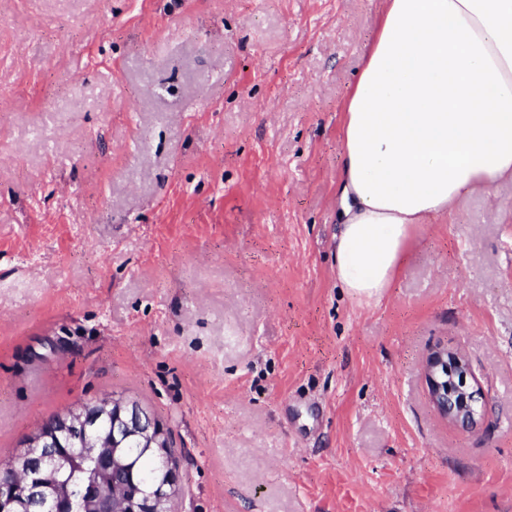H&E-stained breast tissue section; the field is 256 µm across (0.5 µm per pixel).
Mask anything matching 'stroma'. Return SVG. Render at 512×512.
I'll list each match as a JSON object with an SVG mask.
<instances>
[{
	"label": "stroma",
	"mask_w": 512,
	"mask_h": 512,
	"mask_svg": "<svg viewBox=\"0 0 512 512\" xmlns=\"http://www.w3.org/2000/svg\"><path fill=\"white\" fill-rule=\"evenodd\" d=\"M382 0H0V466L106 396L173 512H512V181L336 281L343 102ZM466 354L449 422L425 361ZM426 375L431 401L449 421L477 423L482 416L481 393L469 390L463 379L468 371V362L459 352L440 350L426 360Z\"/></svg>",
	"instance_id": "obj_1"
}]
</instances>
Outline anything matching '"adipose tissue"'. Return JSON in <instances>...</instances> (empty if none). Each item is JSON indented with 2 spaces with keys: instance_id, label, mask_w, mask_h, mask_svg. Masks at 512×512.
Wrapping results in <instances>:
<instances>
[{
  "instance_id": "adipose-tissue-1",
  "label": "adipose tissue",
  "mask_w": 512,
  "mask_h": 512,
  "mask_svg": "<svg viewBox=\"0 0 512 512\" xmlns=\"http://www.w3.org/2000/svg\"><path fill=\"white\" fill-rule=\"evenodd\" d=\"M344 112L336 278L372 302L421 224L512 178V0H384Z\"/></svg>"
}]
</instances>
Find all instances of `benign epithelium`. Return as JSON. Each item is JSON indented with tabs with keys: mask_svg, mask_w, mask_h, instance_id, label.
<instances>
[{
	"mask_svg": "<svg viewBox=\"0 0 512 512\" xmlns=\"http://www.w3.org/2000/svg\"><path fill=\"white\" fill-rule=\"evenodd\" d=\"M431 401L452 422L475 423L482 416L481 393L463 384L468 362L459 352L440 350L426 360ZM168 462L161 484L146 498V512H169L179 487V466L172 462L168 434L138 403L101 398L44 422L28 439L23 471L0 472V512L24 505L52 512H138L140 500L127 478L133 475L127 444ZM89 470L72 486L53 475L57 469Z\"/></svg>",
	"mask_w": 512,
	"mask_h": 512,
	"instance_id": "7a95c632",
	"label": "benign epithelium"
}]
</instances>
